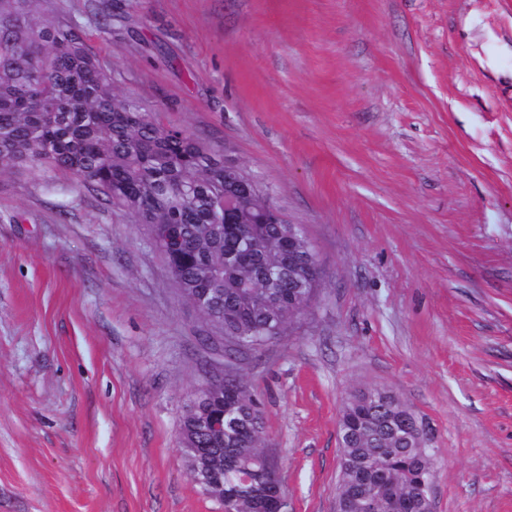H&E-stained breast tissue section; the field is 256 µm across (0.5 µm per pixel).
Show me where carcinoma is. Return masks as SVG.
<instances>
[{
  "mask_svg": "<svg viewBox=\"0 0 512 512\" xmlns=\"http://www.w3.org/2000/svg\"><path fill=\"white\" fill-rule=\"evenodd\" d=\"M64 171L107 209L144 229L177 225L185 244L156 248L176 274L179 299L216 333L259 349L298 321L299 304L317 299L320 279L297 265L310 243L291 224L262 222L265 195L224 211V157L194 133L159 123L119 92L83 31L47 0H0V167ZM239 377L192 395L180 443L195 485L222 448L224 508L263 512L274 463L264 422ZM209 409L224 412V436L199 431ZM415 413L383 389L350 394L338 420L339 512H425L433 507V449L418 447L403 423Z\"/></svg>",
  "mask_w": 512,
  "mask_h": 512,
  "instance_id": "carcinoma-1",
  "label": "carcinoma"
}]
</instances>
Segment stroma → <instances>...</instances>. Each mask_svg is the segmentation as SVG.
Masks as SVG:
<instances>
[{
	"label": "stroma",
	"instance_id": "1",
	"mask_svg": "<svg viewBox=\"0 0 512 512\" xmlns=\"http://www.w3.org/2000/svg\"><path fill=\"white\" fill-rule=\"evenodd\" d=\"M116 87L303 225L322 293L229 357L130 218L0 171V512H224L183 408L234 361L286 512H336L338 414L424 423L434 512H512V0H63Z\"/></svg>",
	"mask_w": 512,
	"mask_h": 512
}]
</instances>
